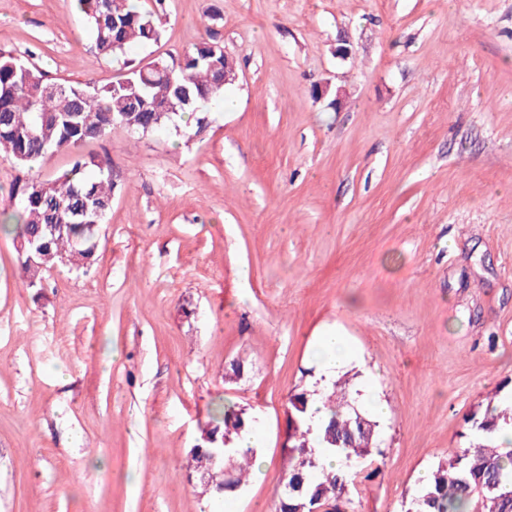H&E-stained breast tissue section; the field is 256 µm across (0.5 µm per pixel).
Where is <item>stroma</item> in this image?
<instances>
[{
	"mask_svg": "<svg viewBox=\"0 0 512 512\" xmlns=\"http://www.w3.org/2000/svg\"><path fill=\"white\" fill-rule=\"evenodd\" d=\"M145 6L159 41L113 58L73 0H0V52L57 82L211 38L239 74L193 141L81 147L122 179L89 271L27 287L0 233V512H273L288 398L329 329L389 410L351 512H400L512 397V0ZM221 398L258 417L262 461L227 502L187 479Z\"/></svg>",
	"mask_w": 512,
	"mask_h": 512,
	"instance_id": "1",
	"label": "stroma"
}]
</instances>
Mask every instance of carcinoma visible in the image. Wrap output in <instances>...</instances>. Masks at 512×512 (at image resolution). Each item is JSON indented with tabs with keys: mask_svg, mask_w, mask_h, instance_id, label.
Instances as JSON below:
<instances>
[{
	"mask_svg": "<svg viewBox=\"0 0 512 512\" xmlns=\"http://www.w3.org/2000/svg\"><path fill=\"white\" fill-rule=\"evenodd\" d=\"M77 7L91 26L99 55L122 56L160 38L154 13L131 0H77ZM226 67L235 64L224 60V46L210 39L194 45L176 65L131 64L123 79L96 89L56 82L35 65L0 53V157L24 173L12 190L20 202L17 222L1 223L0 231L13 235L28 287L40 285L42 273L53 267L91 268L101 224L121 187L109 158H77L48 180L32 175L34 164L50 152H74L102 140L116 127L144 134L170 125L177 129L183 119V135L191 141L207 125V106L226 87ZM50 224L66 228L51 234ZM345 385L338 381L324 395L332 416L316 430L308 419V390L290 394L288 413L297 427L275 512H346L355 466L384 455L379 423L348 403ZM511 419L507 410L487 407L473 422L474 439L439 464L401 512H512V448L498 443L499 431ZM250 427L247 409L220 399L195 445L202 455L224 449V461L213 468V491L226 499L247 484L244 464L254 462L255 448L233 442ZM305 448L310 452L303 453ZM318 448L337 452L346 465L325 468Z\"/></svg>",
	"mask_w": 512,
	"mask_h": 512,
	"instance_id": "1",
	"label": "carcinoma"
}]
</instances>
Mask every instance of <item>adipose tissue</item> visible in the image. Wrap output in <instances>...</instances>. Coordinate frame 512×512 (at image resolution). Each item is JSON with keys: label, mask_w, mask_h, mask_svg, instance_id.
<instances>
[{"label": "adipose tissue", "mask_w": 512, "mask_h": 512, "mask_svg": "<svg viewBox=\"0 0 512 512\" xmlns=\"http://www.w3.org/2000/svg\"><path fill=\"white\" fill-rule=\"evenodd\" d=\"M318 365L309 388L312 396L309 401V417L313 424L328 420L329 412L322 402L323 394L329 389L339 375L355 361L346 336L336 331L322 335L316 347Z\"/></svg>", "instance_id": "ef3b65f1"}]
</instances>
